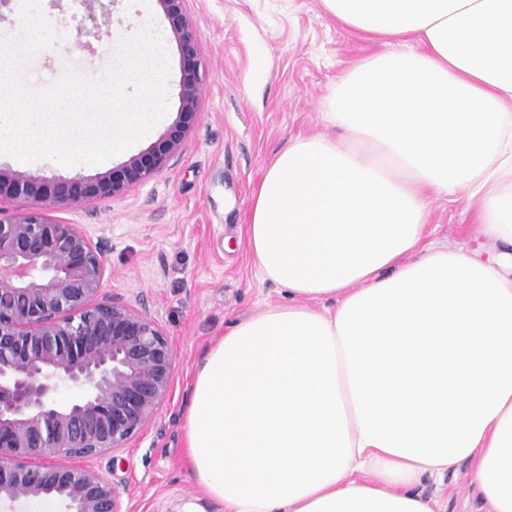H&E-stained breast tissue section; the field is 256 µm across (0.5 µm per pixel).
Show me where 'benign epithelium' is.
I'll list each match as a JSON object with an SVG mask.
<instances>
[{
  "label": "benign epithelium",
  "mask_w": 512,
  "mask_h": 512,
  "mask_svg": "<svg viewBox=\"0 0 512 512\" xmlns=\"http://www.w3.org/2000/svg\"><path fill=\"white\" fill-rule=\"evenodd\" d=\"M189 77L180 119L149 151L94 181L47 185L25 170L0 168V199L26 195L38 206H0V512L54 499L60 512H129L112 474L85 461L124 448L152 421L175 379L171 342L145 311L99 298L105 241L52 219L74 204L108 199L146 180L177 151L200 96L197 39L183 0H158ZM91 27L109 18L86 0ZM63 389L74 397L61 401Z\"/></svg>",
  "instance_id": "7a95c632"
}]
</instances>
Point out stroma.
<instances>
[{"label": "stroma", "mask_w": 512, "mask_h": 512, "mask_svg": "<svg viewBox=\"0 0 512 512\" xmlns=\"http://www.w3.org/2000/svg\"><path fill=\"white\" fill-rule=\"evenodd\" d=\"M40 6L58 37L22 66L33 90L68 71L101 78L116 63L120 40L141 29L136 0H118L96 38L81 34L83 12L72 0H40ZM184 11L196 31L202 88L188 136L161 169L122 195L53 214L107 242L102 298L145 309L174 350L173 390L151 423L125 448L90 461L111 472L130 512H183L189 504L196 512H216L185 468L184 418L194 373L216 338L233 321L282 298L276 285L260 281L246 245L252 195L288 139L312 131L342 136L323 117L338 76L387 49L336 25L321 0H184ZM151 16L165 34L170 65L163 119L143 140L102 163L67 168L41 160L27 164V171L49 181L95 179L158 143L178 120L183 59L158 0ZM260 49L267 55L261 76L253 68ZM471 221L465 191L434 198L429 244L474 248L463 230ZM469 484L470 468L462 463L444 476L422 477L417 489L438 500L441 512H472Z\"/></svg>", "instance_id": "35a3bbf8"}]
</instances>
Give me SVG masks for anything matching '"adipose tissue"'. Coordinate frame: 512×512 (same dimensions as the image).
I'll list each match as a JSON object with an SVG mask.
<instances>
[{
	"mask_svg": "<svg viewBox=\"0 0 512 512\" xmlns=\"http://www.w3.org/2000/svg\"><path fill=\"white\" fill-rule=\"evenodd\" d=\"M367 41L325 119L289 139L247 244L286 299L201 363L189 471L220 512H440L423 475L471 467L475 512H512V0H321ZM465 186L481 245L428 247Z\"/></svg>",
	"mask_w": 512,
	"mask_h": 512,
	"instance_id": "1",
	"label": "adipose tissue"
}]
</instances>
